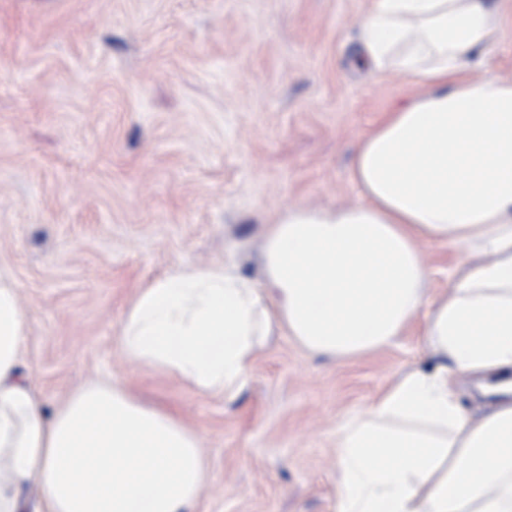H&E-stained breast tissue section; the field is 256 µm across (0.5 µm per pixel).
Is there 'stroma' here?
<instances>
[{"label": "stroma", "mask_w": 512, "mask_h": 512, "mask_svg": "<svg viewBox=\"0 0 512 512\" xmlns=\"http://www.w3.org/2000/svg\"><path fill=\"white\" fill-rule=\"evenodd\" d=\"M484 73L512 79V0ZM369 0H0V268L28 312L22 369L46 409L108 379L169 409L207 461L194 512H331L336 428L427 367L423 318L335 360L273 337L231 398L128 362L136 288L179 265L260 276L266 225L354 201L355 146L418 92L354 69ZM429 296L465 248L421 242Z\"/></svg>", "instance_id": "obj_1"}]
</instances>
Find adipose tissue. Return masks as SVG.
<instances>
[{"mask_svg": "<svg viewBox=\"0 0 512 512\" xmlns=\"http://www.w3.org/2000/svg\"><path fill=\"white\" fill-rule=\"evenodd\" d=\"M496 26L485 0H371L360 60L421 92L358 141V198L267 225L261 280L222 262L179 266L119 320L127 360L231 397L275 331L346 358L390 347L426 312L422 342L439 363L403 371L337 428L333 512H512V79L475 71ZM423 240L470 254L433 299ZM27 330L0 271V512H25L32 483L36 512H193L196 433L109 381L45 415L20 372ZM468 374L495 380L499 401L480 416L456 388Z\"/></svg>", "mask_w": 512, "mask_h": 512, "instance_id": "adipose-tissue-1", "label": "adipose tissue"}]
</instances>
